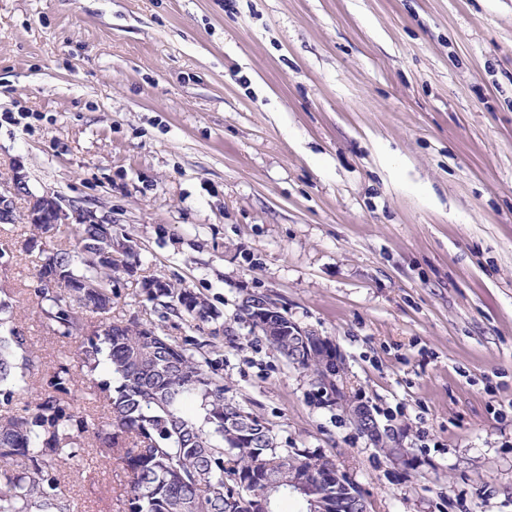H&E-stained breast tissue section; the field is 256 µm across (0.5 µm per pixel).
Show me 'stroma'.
<instances>
[{
    "label": "stroma",
    "mask_w": 512,
    "mask_h": 512,
    "mask_svg": "<svg viewBox=\"0 0 512 512\" xmlns=\"http://www.w3.org/2000/svg\"><path fill=\"white\" fill-rule=\"evenodd\" d=\"M112 217V315L220 348L224 395L332 459L367 512H512V0H0V180ZM0 272L41 386L80 340L41 318L15 198ZM207 297L162 316L143 280ZM274 299L342 396L239 320ZM370 409L386 439L361 433ZM118 465L61 468L125 512Z\"/></svg>",
    "instance_id": "1"
}]
</instances>
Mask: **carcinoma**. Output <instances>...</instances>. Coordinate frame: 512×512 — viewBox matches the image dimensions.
<instances>
[{"instance_id":"obj_1","label":"carcinoma","mask_w":512,"mask_h":512,"mask_svg":"<svg viewBox=\"0 0 512 512\" xmlns=\"http://www.w3.org/2000/svg\"><path fill=\"white\" fill-rule=\"evenodd\" d=\"M75 249L58 248L36 273L37 308L63 337L77 336L80 380L60 363L46 387L31 392L37 356L16 324L12 305L0 299V403L31 396L24 412L0 414V512H76L62 489L59 466L80 461L88 439L97 454L122 465L127 512H254L265 502L278 512L290 497L297 512L308 503L288 494L293 470L331 477L336 464L305 449L277 446L271 426L224 397L219 350L209 340L177 342L159 326L112 320V281L133 265L134 253L114 259L112 237L101 224L77 228ZM162 309L200 322L219 312L189 288L160 279L142 283ZM99 315L88 320L87 313ZM275 330L263 332L289 362L322 375L323 345L293 335L297 326L282 311ZM108 371L116 387L99 379ZM103 396L109 417L100 420L69 402L77 388ZM188 401L198 404L185 414ZM280 484L268 495L267 476Z\"/></svg>"}]
</instances>
